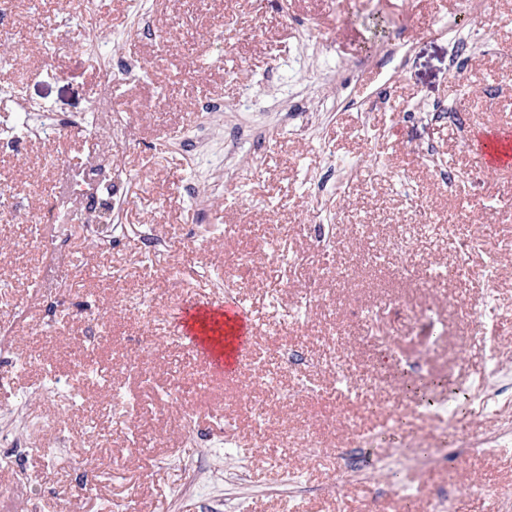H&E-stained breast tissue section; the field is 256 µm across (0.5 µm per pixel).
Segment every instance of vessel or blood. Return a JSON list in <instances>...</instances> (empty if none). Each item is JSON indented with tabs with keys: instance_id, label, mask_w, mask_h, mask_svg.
<instances>
[{
	"instance_id": "1",
	"label": "vessel or blood",
	"mask_w": 512,
	"mask_h": 512,
	"mask_svg": "<svg viewBox=\"0 0 512 512\" xmlns=\"http://www.w3.org/2000/svg\"><path fill=\"white\" fill-rule=\"evenodd\" d=\"M486 167L512 166V131L501 129L485 139ZM176 328L195 359L206 368L235 374L250 346L254 327L248 310L238 301L197 300L181 312Z\"/></svg>"
}]
</instances>
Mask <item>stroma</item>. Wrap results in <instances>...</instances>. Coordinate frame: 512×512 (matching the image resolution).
Wrapping results in <instances>:
<instances>
[{
  "label": "stroma",
  "mask_w": 512,
  "mask_h": 512,
  "mask_svg": "<svg viewBox=\"0 0 512 512\" xmlns=\"http://www.w3.org/2000/svg\"><path fill=\"white\" fill-rule=\"evenodd\" d=\"M142 2L157 37L142 35L131 0H0V85L18 91L0 130L24 103L89 115L87 131L0 153V203L13 212L0 222V325L13 329L0 385L23 399L0 415L21 442L0 446V512H101L111 500L130 512H512V167L487 172L479 158L483 134L512 127V0H485L475 17L459 0ZM36 22L63 25L66 44L32 39ZM204 98L223 111H199ZM62 162L88 183L118 171L116 226L105 250L70 229L50 271L32 215L97 217L57 178ZM419 204L434 229L420 227ZM452 224L476 231L467 257ZM403 232L411 246L393 253ZM255 247L265 260L238 266ZM227 271L256 361L230 382L206 377L174 337L186 302L223 300ZM148 285L150 323L137 303ZM272 336L349 363L361 398L338 399L335 377L314 372L312 391L268 399L259 448L260 380L284 394L296 384ZM88 344L139 403L140 446L110 393L82 380ZM47 364L77 389L74 405L28 399ZM408 366L441 379L430 410L403 393ZM57 419L64 432L49 430ZM116 462L122 482L87 479Z\"/></svg>",
  "instance_id": "35a3bbf8"
}]
</instances>
